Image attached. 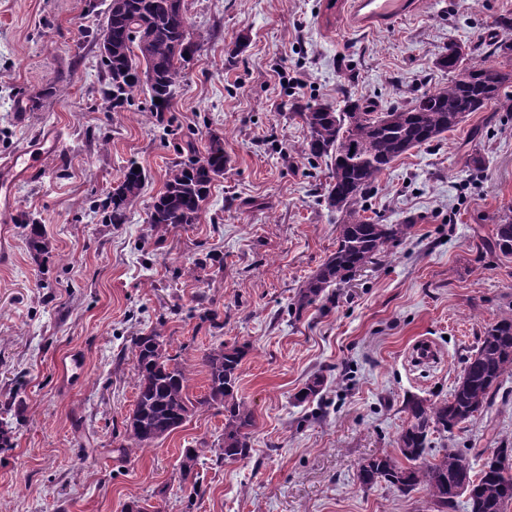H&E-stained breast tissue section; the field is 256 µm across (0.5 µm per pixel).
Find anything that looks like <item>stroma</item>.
Masks as SVG:
<instances>
[{"mask_svg": "<svg viewBox=\"0 0 512 512\" xmlns=\"http://www.w3.org/2000/svg\"><path fill=\"white\" fill-rule=\"evenodd\" d=\"M109 0H0V158L45 129L59 147L14 190L0 265V410L12 446L0 450V512H434L425 492L363 488L361 463L397 456L407 397L448 399L484 326L512 307V256L485 252L512 211V113L474 112L414 148L381 176L368 205L415 232L337 290L335 307L301 318L286 308L336 248L335 212L322 199L325 162L303 159L294 99L407 104L447 84L434 60L448 41L479 44L512 0H417L391 26H361L349 0H186L199 44L162 119L136 95L113 111L100 94L88 33ZM290 77L291 85L280 82ZM224 139L230 165L199 223L149 224L155 197L187 144ZM477 154L481 168L466 165ZM147 181L123 224L106 223V194L129 164ZM49 252L33 257L28 223ZM158 332L207 391L205 353L249 343L236 395L252 409L248 458L217 463L224 410L194 412L151 449L127 455L125 420L137 389L130 346ZM427 338L443 361L410 369ZM80 350L79 375L61 360ZM322 375L321 403L294 396ZM512 446V373L491 406L432 451ZM199 456L183 475V451Z\"/></svg>", "mask_w": 512, "mask_h": 512, "instance_id": "35a3bbf8", "label": "stroma"}]
</instances>
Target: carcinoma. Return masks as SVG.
Listing matches in <instances>:
<instances>
[{"label": "carcinoma", "instance_id": "carcinoma-1", "mask_svg": "<svg viewBox=\"0 0 512 512\" xmlns=\"http://www.w3.org/2000/svg\"><path fill=\"white\" fill-rule=\"evenodd\" d=\"M176 0H112L100 32L93 42L100 46L103 80L101 95L116 111L131 103L135 93L149 95L150 112L160 117L170 110L178 78L197 52L198 43L187 30L186 11ZM486 59L477 61L470 46L456 41L436 57L435 66L451 75L448 84L423 91L403 106L376 110L369 99L345 101L342 108L328 103L291 105L307 135L300 155L330 162L331 176L323 199L341 216L335 252L296 292L291 313L299 319L311 306L333 302L327 289L348 282L359 270L384 256L388 244L412 235L414 219L402 224H383L367 218L368 195L393 162L411 149L438 140L472 112L491 104L512 112V41L500 39L483 45ZM151 79L144 81L141 75ZM230 159L224 138L208 136L202 153L170 166L164 190L155 197L149 223L156 226L196 224L217 178L224 176ZM147 175L129 165L122 180L103 201L105 220L124 224L127 212L139 197ZM27 247L36 257L48 253L49 243L40 224L29 225ZM490 250L512 256V216L504 214L495 225ZM246 343L219 347L205 354L208 393L191 399L189 370L171 355L161 336L153 332L133 340L131 355L136 377L134 408L126 418L131 441L128 454L150 449L160 438L180 427L200 407L224 408V447L215 449L216 461L224 457L246 458L251 452L250 429L254 416L234 392ZM512 372V308L484 328L473 354L444 401L412 396L404 409L408 422L397 447L409 465L398 464L383 454L367 459L359 469L360 483L372 487L385 481L400 492L423 490L436 512H451L465 498L467 512H509L512 508V477L497 467L512 448H496L474 470L468 450L446 448L442 455L425 460L433 432L453 433L489 407L502 377ZM323 380L315 376L295 394L299 404L320 397Z\"/></svg>", "mask_w": 512, "mask_h": 512}]
</instances>
